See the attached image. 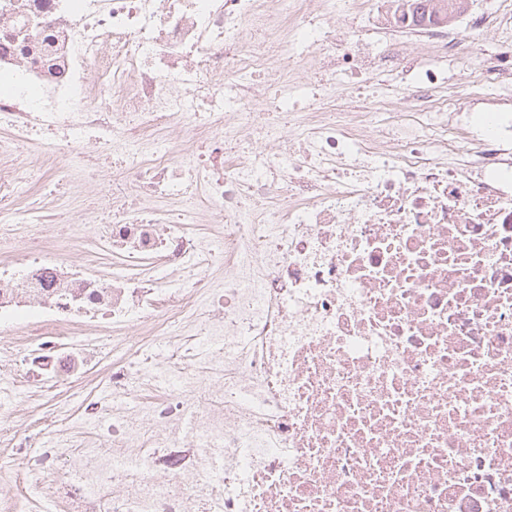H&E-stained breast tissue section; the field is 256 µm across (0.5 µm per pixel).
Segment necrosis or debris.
Instances as JSON below:
<instances>
[{"label":"necrosis or debris","instance_id":"necrosis-or-debris-1","mask_svg":"<svg viewBox=\"0 0 512 512\" xmlns=\"http://www.w3.org/2000/svg\"><path fill=\"white\" fill-rule=\"evenodd\" d=\"M339 16L363 40L360 0H0V512H512V110L446 94L488 19L418 66ZM499 21L471 77L512 99ZM20 151L111 191V275L17 210Z\"/></svg>","mask_w":512,"mask_h":512}]
</instances>
